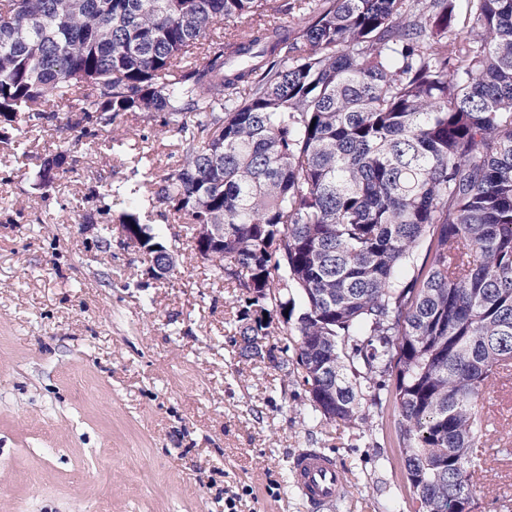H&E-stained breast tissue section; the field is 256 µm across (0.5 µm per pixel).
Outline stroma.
Instances as JSON below:
<instances>
[{
	"instance_id": "1",
	"label": "stroma",
	"mask_w": 512,
	"mask_h": 512,
	"mask_svg": "<svg viewBox=\"0 0 512 512\" xmlns=\"http://www.w3.org/2000/svg\"><path fill=\"white\" fill-rule=\"evenodd\" d=\"M148 138L172 172L173 139L128 118L84 136L60 122L27 157L0 142V512H311L291 455L335 456L343 500L320 512H409L394 404L362 399L355 424L312 413L294 351L266 337L239 357L227 328L245 304L198 257L183 221L155 220L179 251L151 275L113 187L135 181L114 141ZM69 152L48 192L42 159ZM112 227L103 250L87 216ZM475 512H512V458L487 459Z\"/></svg>"
}]
</instances>
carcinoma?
Returning a JSON list of instances; mask_svg holds the SVG:
<instances>
[{
	"mask_svg": "<svg viewBox=\"0 0 512 512\" xmlns=\"http://www.w3.org/2000/svg\"><path fill=\"white\" fill-rule=\"evenodd\" d=\"M455 8L0 0V140L27 155L56 99L85 135L160 118L181 163L158 174L152 147L117 144L141 167L114 190L122 223L161 246L145 205L190 235L224 225L208 261L245 295L239 355L275 311L314 413L347 424L361 397L393 401L411 512L474 502L481 409L512 365V0H467L460 32ZM67 157L44 159L41 186Z\"/></svg>",
	"mask_w": 512,
	"mask_h": 512,
	"instance_id": "carcinoma-1",
	"label": "carcinoma"
}]
</instances>
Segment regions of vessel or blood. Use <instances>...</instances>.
I'll return each mask as SVG.
<instances>
[{
    "label": "vessel or blood",
    "mask_w": 512,
    "mask_h": 512,
    "mask_svg": "<svg viewBox=\"0 0 512 512\" xmlns=\"http://www.w3.org/2000/svg\"><path fill=\"white\" fill-rule=\"evenodd\" d=\"M294 483L315 508L341 500L347 484L334 456L315 448L298 449L292 457Z\"/></svg>",
    "instance_id": "b4317fda"
}]
</instances>
